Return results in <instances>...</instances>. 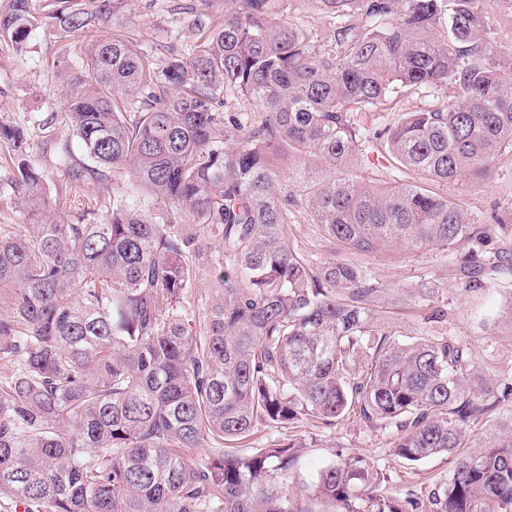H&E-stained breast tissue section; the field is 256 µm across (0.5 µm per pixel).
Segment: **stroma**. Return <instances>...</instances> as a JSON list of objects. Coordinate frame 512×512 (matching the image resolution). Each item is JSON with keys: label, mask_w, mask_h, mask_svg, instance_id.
<instances>
[{"label": "stroma", "mask_w": 512, "mask_h": 512, "mask_svg": "<svg viewBox=\"0 0 512 512\" xmlns=\"http://www.w3.org/2000/svg\"><path fill=\"white\" fill-rule=\"evenodd\" d=\"M178 0H130L129 28L147 46L171 42L180 26L175 12ZM75 45L54 44L48 30L34 31L24 56L0 43V123L27 129L30 159L44 170L51 216L72 217L94 207V221H101L104 204L113 191L132 190L133 179L73 181L57 163L56 155L43 152L44 141L69 143L75 159L83 153L63 121L65 61L77 59ZM483 179L460 178L432 184L431 189L457 203L470 223L484 232L489 251H503L512 258V152L491 161ZM354 176L385 186L414 181L413 173H400L391 159L364 147L351 165ZM295 249L310 264L333 262L339 247L318 225L298 216L288 226ZM460 251L437 248L418 252L403 250L364 256L360 262L385 292L375 315L378 325L406 336H445L466 343L488 386L512 387V272H488L482 283L467 286L457 273ZM303 442L301 472L311 476L335 460L338 453L356 452L368 457L382 474L379 493L404 499L414 497L418 512H427L428 496L448 478L451 463L439 455L411 464L393 451L395 431L365 423L348 414L335 425L304 420L287 428L259 427L240 441L239 450L250 453L277 442Z\"/></svg>", "instance_id": "obj_1"}]
</instances>
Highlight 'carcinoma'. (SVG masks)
<instances>
[{
    "mask_svg": "<svg viewBox=\"0 0 512 512\" xmlns=\"http://www.w3.org/2000/svg\"><path fill=\"white\" fill-rule=\"evenodd\" d=\"M127 2L0 6V42L18 55L43 27L58 44L109 27L69 65L63 116L87 161L68 172L128 171L147 199L114 191L98 224L0 230V499L24 512H414L373 492L378 472L357 453L302 483L292 440L224 448L261 425L331 426L357 410L396 430L401 459L451 457L427 512H512V404L470 440L512 389L492 393L464 344L379 329L383 287L364 266L315 267L288 239L297 208L347 253L485 246L424 184L479 179L512 152V53L497 44L491 0H307L329 20L323 34L290 22L288 0H230L208 15L192 5L193 42L166 46L162 66L129 31ZM422 87L448 95L366 127ZM231 97L254 115L225 118ZM371 142L418 181L381 188L349 174ZM0 143L12 165L0 197L41 214L46 177L27 131L0 123ZM204 237L217 254L196 330L184 304ZM458 268L471 282L483 266L471 253Z\"/></svg>",
    "mask_w": 512,
    "mask_h": 512,
    "instance_id": "1",
    "label": "carcinoma"
}]
</instances>
